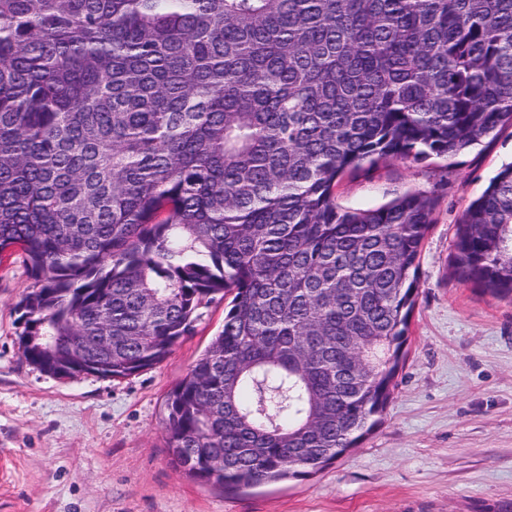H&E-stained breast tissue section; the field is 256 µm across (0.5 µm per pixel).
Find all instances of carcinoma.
<instances>
[{"instance_id":"obj_1","label":"carcinoma","mask_w":512,"mask_h":512,"mask_svg":"<svg viewBox=\"0 0 512 512\" xmlns=\"http://www.w3.org/2000/svg\"><path fill=\"white\" fill-rule=\"evenodd\" d=\"M512 126V0H0V255L25 360L126 378L231 296L170 391L173 463L238 493L382 420L435 199L343 210L348 171ZM455 273L512 299V164Z\"/></svg>"}]
</instances>
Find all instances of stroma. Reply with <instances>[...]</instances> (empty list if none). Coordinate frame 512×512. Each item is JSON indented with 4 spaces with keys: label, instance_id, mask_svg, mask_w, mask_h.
<instances>
[{
    "label": "stroma",
    "instance_id": "1",
    "mask_svg": "<svg viewBox=\"0 0 512 512\" xmlns=\"http://www.w3.org/2000/svg\"><path fill=\"white\" fill-rule=\"evenodd\" d=\"M512 163V127L450 158L391 159L344 175L336 202L373 209L434 196L408 356L380 425L319 473L236 494L172 463L166 399L224 323L203 305L162 363L124 379L48 375L25 361L17 303L32 280L0 261V512H496L512 502V300L454 273L456 228Z\"/></svg>",
    "mask_w": 512,
    "mask_h": 512
}]
</instances>
